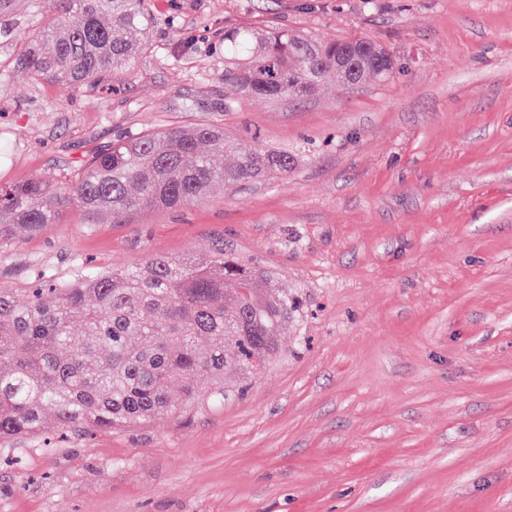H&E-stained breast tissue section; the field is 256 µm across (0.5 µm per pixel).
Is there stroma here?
<instances>
[{
  "instance_id": "35a3bbf8",
  "label": "stroma",
  "mask_w": 512,
  "mask_h": 512,
  "mask_svg": "<svg viewBox=\"0 0 512 512\" xmlns=\"http://www.w3.org/2000/svg\"><path fill=\"white\" fill-rule=\"evenodd\" d=\"M146 53L73 91L0 80V185L72 177L120 135L208 121L288 177L0 245V289L223 245L304 312L244 392L0 451V512H512V0H150ZM17 0L0 63L41 24ZM363 35L389 81L224 83V31Z\"/></svg>"
}]
</instances>
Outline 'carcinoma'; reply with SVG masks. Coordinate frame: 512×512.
Here are the masks:
<instances>
[{"label":"carcinoma","instance_id":"obj_1","mask_svg":"<svg viewBox=\"0 0 512 512\" xmlns=\"http://www.w3.org/2000/svg\"><path fill=\"white\" fill-rule=\"evenodd\" d=\"M45 19L14 64L35 83L81 90L147 50L149 0H43ZM396 61L363 37L320 41L286 29L234 27L224 33V83L246 97L301 98L333 74L342 84L389 80ZM222 143L218 152L205 150ZM297 158L230 140L210 122L120 136L84 161L74 182L0 188V240L17 226L39 232L61 209L85 223L143 208L200 202L227 185L288 176ZM35 288L19 302L0 290V447L42 433L48 414L62 429L106 433L197 404L200 381L221 400L226 376L254 377L298 317V295L270 275L224 255L156 256L139 266L89 272ZM232 280L235 287H225ZM236 348L233 357L224 342Z\"/></svg>","mask_w":512,"mask_h":512}]
</instances>
